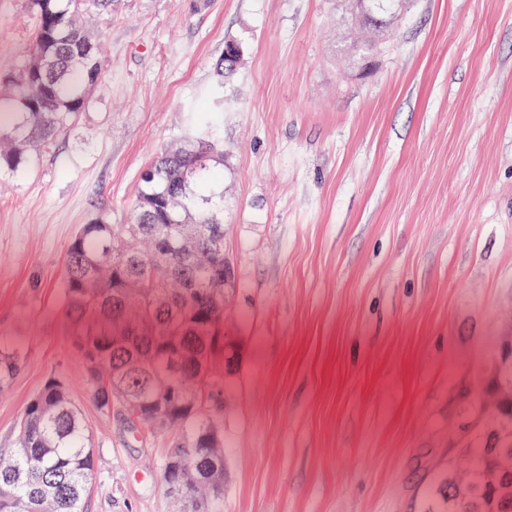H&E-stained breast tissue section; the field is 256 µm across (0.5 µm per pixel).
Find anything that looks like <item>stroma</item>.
Wrapping results in <instances>:
<instances>
[{
    "label": "stroma",
    "instance_id": "1",
    "mask_svg": "<svg viewBox=\"0 0 512 512\" xmlns=\"http://www.w3.org/2000/svg\"><path fill=\"white\" fill-rule=\"evenodd\" d=\"M36 25L30 0H0L2 106ZM102 27L85 107L0 168V349L18 355L0 459L54 378L96 451L87 512H172L162 464L184 432L131 434L98 407L62 288L79 228L128 223L205 107L244 347L207 400L219 512H443L512 336V0H406L363 60L353 0H112Z\"/></svg>",
    "mask_w": 512,
    "mask_h": 512
}]
</instances>
